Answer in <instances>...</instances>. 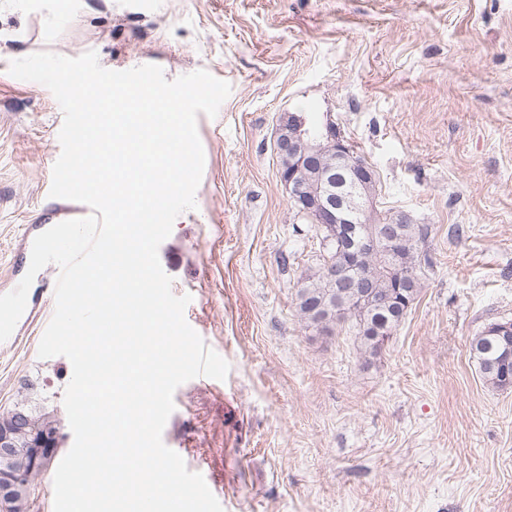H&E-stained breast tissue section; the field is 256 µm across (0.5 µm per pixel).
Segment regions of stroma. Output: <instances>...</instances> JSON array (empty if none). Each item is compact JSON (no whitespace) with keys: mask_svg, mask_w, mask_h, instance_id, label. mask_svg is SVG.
I'll use <instances>...</instances> for the list:
<instances>
[{"mask_svg":"<svg viewBox=\"0 0 512 512\" xmlns=\"http://www.w3.org/2000/svg\"><path fill=\"white\" fill-rule=\"evenodd\" d=\"M90 50L109 70L231 85L197 118V207L159 247L186 321L230 365L176 389L162 439L224 512H512V389L485 383L469 347L512 320V0H0V294L29 268L28 237L87 210L50 197L64 115L10 64ZM287 112L335 124L381 209L429 227L425 286L373 360L349 328L298 315L328 248L279 179ZM55 278L38 272L0 342V413L55 411L64 455L72 365L38 355Z\"/></svg>","mask_w":512,"mask_h":512,"instance_id":"35a3bbf8","label":"stroma"}]
</instances>
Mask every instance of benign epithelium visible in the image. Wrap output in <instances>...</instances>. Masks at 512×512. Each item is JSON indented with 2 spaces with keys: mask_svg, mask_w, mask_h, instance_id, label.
Instances as JSON below:
<instances>
[{
  "mask_svg": "<svg viewBox=\"0 0 512 512\" xmlns=\"http://www.w3.org/2000/svg\"><path fill=\"white\" fill-rule=\"evenodd\" d=\"M276 151L281 160L280 180L291 205L310 223L329 231L338 245L349 238L351 224H409L404 212L386 215L378 209L375 173L372 166L355 159L351 145L332 123L315 129L297 112L279 117ZM378 250L392 262H399L400 242L390 229L361 249L348 248L351 268L361 265L369 250ZM326 277L336 288H349L354 299L370 296L369 286L361 279H349L345 270L329 262ZM60 447V431L50 426L40 430L27 414L15 409L0 416V503L30 501L32 485L12 466L21 454L29 458L31 471L50 466Z\"/></svg>",
  "mask_w": 512,
  "mask_h": 512,
  "instance_id": "benign-epithelium-1",
  "label": "benign epithelium"
}]
</instances>
